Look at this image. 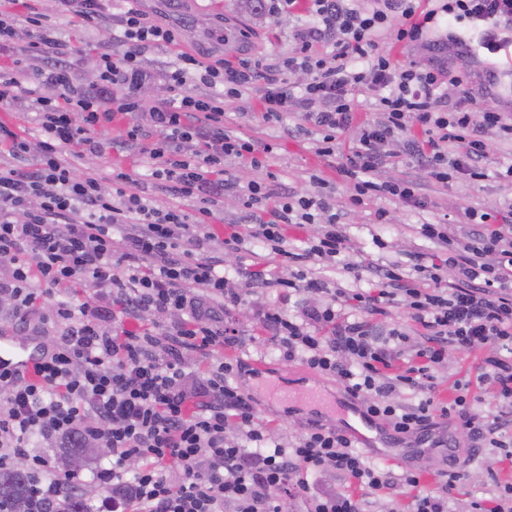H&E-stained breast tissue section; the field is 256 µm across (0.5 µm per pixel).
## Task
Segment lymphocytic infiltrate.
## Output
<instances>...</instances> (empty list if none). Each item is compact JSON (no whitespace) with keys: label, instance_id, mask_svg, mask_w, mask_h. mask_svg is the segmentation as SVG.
I'll list each match as a JSON object with an SVG mask.
<instances>
[{"label":"lymphocytic infiltrate","instance_id":"f902f5d3","mask_svg":"<svg viewBox=\"0 0 512 512\" xmlns=\"http://www.w3.org/2000/svg\"><path fill=\"white\" fill-rule=\"evenodd\" d=\"M262 6L273 16L303 6L316 18L279 65L283 75L305 72L306 83L297 86L285 78L266 83L268 67L259 59L206 68L183 54L164 74L174 99L144 106L140 89L149 74L141 55L151 45L177 43L179 33L131 8L118 34L124 52L101 55V93H71L65 68L57 67L49 92L34 101L47 134L36 164L0 168V300L10 306L14 329L31 328L38 300L34 282L67 288L56 306L64 330L53 341L51 359L30 374L0 371V463L24 460L33 477L34 512H57L63 490L81 487L83 480L76 469L53 476V461L32 452L33 439L63 445L75 434L111 456L93 473L98 486L112 491L103 502L105 512H282L286 494L302 501L306 512H364L358 499L319 488L309 474L333 471L374 490L391 485L387 473L346 434L310 422L295 443L271 440L251 399L233 382L237 362H218L200 382L184 370V351L236 342L217 328L214 308L239 305L241 296L229 288L218 261L204 254L213 239L205 219L233 186L224 161L235 157L260 169L271 151L225 133L224 100L263 84L264 119L278 121L304 107L320 135L318 154L332 158L337 135L357 122L352 89H383L377 117L361 123L354 151L336 167L351 184L356 204L369 195L416 200L413 182L368 177L393 138L413 128L419 134L410 137L408 154L432 179L444 184L457 172L481 180V162L489 152L485 132L494 128L512 138V114L475 112L472 92L459 78L454 101L442 103L444 67L396 65L373 34L391 24L396 41H422L444 15L448 39L460 41V24L479 28L480 48L494 57L512 44V0H443L431 9L423 8L422 0H383L372 10L351 7L350 0H262ZM328 32L336 36L333 49L318 54ZM200 83L208 85V93L195 92ZM109 88L121 89V96L103 98ZM118 117L127 121L125 143L156 160L155 177L198 203L197 217L153 207L130 191L129 174H117L106 191L94 173L75 174L63 162V146L101 153L104 144L91 131ZM237 189L250 224L225 237L226 249L238 251L254 240L282 253L289 225L319 217L320 237L292 254V261L330 264L345 250L346 229L322 193H291L275 202L265 183ZM270 201L275 207L265 221L258 211ZM467 217L477 231L466 243L446 225L422 226L423 236L448 255L442 265L417 257L413 270L423 287L395 267L379 266L378 292H330L324 280L301 269L292 278L276 279V286L327 291L331 303L306 306L296 317L260 307L255 318L272 331L283 359L302 360L309 369L336 377L369 416L403 433L431 429L435 416H452L473 447L487 443L511 458L512 447L497 437L495 425L470 412L464 396L440 402L434 382L433 370L448 347L470 352L491 346L498 353L484 358L482 376L512 405V225L500 223L495 210L471 209ZM447 267L455 282L445 288ZM82 288L90 294L81 301ZM399 294L411 319L434 336L432 346L403 364L365 323L338 321L339 307L372 312ZM148 310L179 315L165 355L153 354L152 334L110 324L114 314L136 317ZM403 389L418 392V403L395 401ZM231 419L239 429L235 440L225 434ZM131 458L141 466L129 478L124 466ZM175 470L182 475L177 483L171 480Z\"/></svg>","mask_w":512,"mask_h":512}]
</instances>
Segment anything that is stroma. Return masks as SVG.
Here are the masks:
<instances>
[{"instance_id": "35a3bbf8", "label": "stroma", "mask_w": 512, "mask_h": 512, "mask_svg": "<svg viewBox=\"0 0 512 512\" xmlns=\"http://www.w3.org/2000/svg\"><path fill=\"white\" fill-rule=\"evenodd\" d=\"M32 2L47 15L49 35L60 41L59 51L29 56V43L39 38L36 27L25 21L28 5ZM128 6V0H107L105 12L108 23L95 27L85 24L75 14L59 11L55 0H0V10L16 19L14 38L9 45L0 48V77L15 79L25 91L32 87L35 74L48 71L61 61L67 68L71 91L82 93L91 90L98 80L100 53L119 48L113 35L118 31L121 15ZM137 7L151 20L173 27L180 33L178 44H159L147 49L142 56L144 68L153 75L140 92L141 99L148 105L170 99L171 92L163 75L178 54H200L209 62L221 58H259L273 67L292 50L298 34L315 24L312 16L302 9L277 18L267 14L255 16L246 0H139ZM446 65L451 79L472 75L477 110L512 113V77L504 74L497 83H487L485 71L488 62L483 55L475 51L466 54L452 50L448 53ZM261 95L260 88L256 87L241 97L225 99L224 128L235 135L269 144L272 152L265 168L255 169L235 158L227 159L224 167L238 185L264 180L277 195L310 189V178L314 175L323 180L331 208L339 223L345 224L349 236L347 248L337 257L335 266L314 269L315 275L324 279L329 287L363 291L377 289L373 273L364 272L357 280L348 274V267L361 263L393 264L403 272H411L416 255H429L434 251L433 243L421 233L422 225L445 223L450 234L463 239L470 230L463 218L465 209L484 211L503 207L512 201V182L500 176L501 170L512 164V140L501 139L497 132L490 131L486 137L491 144V153L484 163L487 172L484 179L473 181L457 174L448 183L435 182L424 168L412 162L405 151V139L400 136L389 145L392 153L389 163L374 171L372 178L378 182H414L419 187L421 204L391 196H371L364 198L361 204H353L350 184L337 174L333 165L317 154L318 133L315 128L306 127L303 110L285 114L278 121L263 120ZM0 122L26 137L32 146H39L46 138L37 111L25 95L14 103L0 105ZM124 127V122L117 121L95 130V137L105 145L100 155L78 157L65 149L61 157L76 169L94 172L106 188L111 187L112 178L117 173L130 174L132 191L153 206L163 210L177 208L195 214L196 202L175 194L164 181L152 176L148 156L119 146ZM381 210L387 213V221L383 224L376 220V214ZM244 215L237 190H225L224 200L212 223L216 238L209 245V255L223 257L226 271L232 274L235 268L251 265L262 270L269 279L286 276L282 257L259 245L248 242L240 251H225L222 236L226 225L243 223ZM378 237L383 240L379 246L374 243ZM244 282V277L233 274L231 285L241 289L242 302L225 316L226 322L238 332V343L206 357L196 352L185 353V371L192 377L204 379L208 376L209 365L219 359L230 357L244 363L245 369L237 380L240 389L251 398L259 419L268 425L270 435L279 441L292 442L302 433L309 414L288 407L281 398L282 392L312 377L318 378L330 390H338L339 385L334 377L315 375L301 361L282 359L271 333L258 329L254 311L265 307L296 316L308 305L327 302L329 296L275 286L247 291L243 288ZM342 317L366 322L383 333L399 329L405 336L401 348L406 353L426 342L422 328L397 304L385 305L383 313L372 315L346 308ZM485 356V351L480 349L469 353L449 349L436 371V381L445 397L452 394L454 383L467 384L471 411L481 413L491 421L502 420L501 436L506 439L512 437V426L504 422L506 409L498 402L490 385L478 379ZM257 362L265 365V375L260 379L254 376L253 365ZM448 430L456 440L459 464L467 473L466 480L454 489H445L441 482L439 473L447 469L448 462L435 453H423L410 463L397 457L381 459L377 465L395 479L409 471L420 473L424 491L447 496L448 512H473L474 503L498 496L500 485L512 483V463L498 462V451L491 447L470 450L466 431L457 428L456 424H449ZM320 481L331 489L352 494L361 500L365 512L414 510L412 492L403 489L375 491L350 484L332 473L322 474Z\"/></svg>"}]
</instances>
